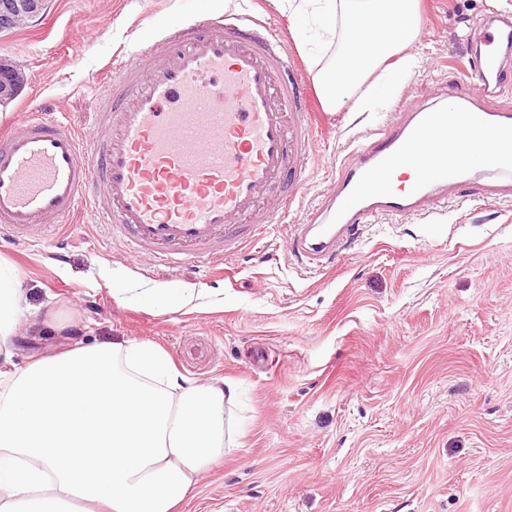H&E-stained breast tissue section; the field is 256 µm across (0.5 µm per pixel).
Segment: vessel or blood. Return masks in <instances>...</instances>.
Returning <instances> with one entry per match:
<instances>
[{"label":"vessel or blood","instance_id":"obj_1","mask_svg":"<svg viewBox=\"0 0 512 512\" xmlns=\"http://www.w3.org/2000/svg\"><path fill=\"white\" fill-rule=\"evenodd\" d=\"M469 68L449 105L401 113L340 162L335 199L291 240L305 263L325 267L372 214L422 210L473 173L490 176L485 193H512V113L479 101L506 91L512 21L484 23ZM101 90L90 134L37 104L0 129V238L20 245L84 210L132 257L175 268L224 260L287 218L311 159L314 95L268 19L247 6L177 19ZM400 166L416 176L395 189Z\"/></svg>","mask_w":512,"mask_h":512}]
</instances>
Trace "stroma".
I'll return each mask as SVG.
<instances>
[{"label":"stroma","instance_id":"obj_1","mask_svg":"<svg viewBox=\"0 0 512 512\" xmlns=\"http://www.w3.org/2000/svg\"><path fill=\"white\" fill-rule=\"evenodd\" d=\"M240 0H51L38 21L0 33V58L26 82L0 106L23 119L30 98L89 132L102 72L153 40L176 14L237 11ZM408 48L419 66L371 112L324 113L303 196L287 223L222 263L176 269L132 258L88 215L0 242L22 276L28 325L17 364L85 345L147 340L182 374L231 381L223 463L183 512H512V198L473 187L448 213L377 215L333 267L306 269L296 225L336 192V166L404 108L442 104L483 18L512 0H421ZM80 26L82 39L68 34ZM118 288H182L123 302ZM60 330L46 328L47 310Z\"/></svg>","mask_w":512,"mask_h":512}]
</instances>
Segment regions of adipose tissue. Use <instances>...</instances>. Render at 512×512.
I'll list each match as a JSON object with an SVG mask.
<instances>
[{"mask_svg": "<svg viewBox=\"0 0 512 512\" xmlns=\"http://www.w3.org/2000/svg\"><path fill=\"white\" fill-rule=\"evenodd\" d=\"M315 29L325 111L361 103L382 70L417 64L420 0H271ZM26 309L18 271L0 262V512H176L224 459L229 383L176 372L148 341L69 346L25 366L14 341Z\"/></svg>", "mask_w": 512, "mask_h": 512, "instance_id": "adipose-tissue-1", "label": "adipose tissue"}]
</instances>
